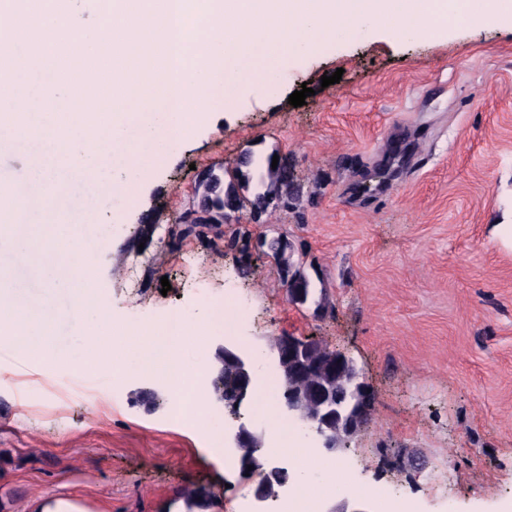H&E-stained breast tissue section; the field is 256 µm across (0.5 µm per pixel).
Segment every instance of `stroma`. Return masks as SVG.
Wrapping results in <instances>:
<instances>
[{"label": "stroma", "instance_id": "stroma-1", "mask_svg": "<svg viewBox=\"0 0 512 512\" xmlns=\"http://www.w3.org/2000/svg\"><path fill=\"white\" fill-rule=\"evenodd\" d=\"M279 69L274 91L237 98L158 164L137 205L70 183L93 206L87 235L108 241L95 257L97 300L135 331L173 310L223 306L231 289L244 319L229 337L244 351L273 360L285 334L345 351L375 400L367 430L332 456L353 485L321 493L322 512H378L382 491L413 512H512V235L501 230L512 222V21L461 22L443 40L340 26ZM337 71L340 83L322 86ZM304 84L313 96L290 105ZM275 149L293 159L298 201L186 231L199 171ZM268 231L310 264L323 312L289 300L258 246ZM1 266L29 294H51L59 344L74 348L67 295L9 253ZM140 389L157 390V405L137 403ZM174 408L160 381L27 361L0 339V512L50 500L184 512L180 494L201 484L236 512L250 481ZM241 417L290 487L303 475L325 484L323 467L302 472L294 455L273 453L275 427L254 403Z\"/></svg>", "mask_w": 512, "mask_h": 512}]
</instances>
